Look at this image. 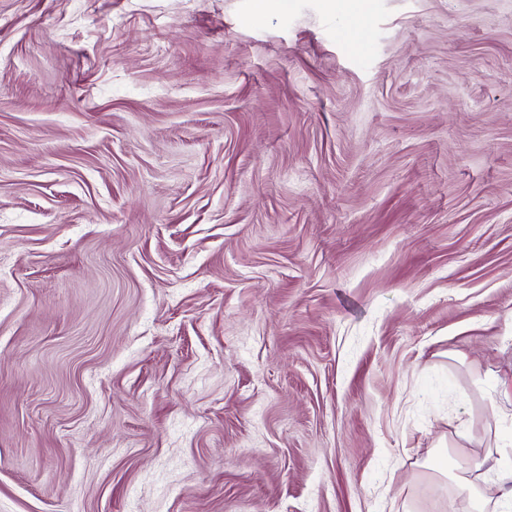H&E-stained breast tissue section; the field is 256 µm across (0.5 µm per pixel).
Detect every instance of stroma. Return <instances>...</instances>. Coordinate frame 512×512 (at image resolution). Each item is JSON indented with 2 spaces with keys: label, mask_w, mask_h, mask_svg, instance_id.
I'll return each instance as SVG.
<instances>
[{
  "label": "stroma",
  "mask_w": 512,
  "mask_h": 512,
  "mask_svg": "<svg viewBox=\"0 0 512 512\" xmlns=\"http://www.w3.org/2000/svg\"><path fill=\"white\" fill-rule=\"evenodd\" d=\"M512 0H0V512H500Z\"/></svg>",
  "instance_id": "1"
}]
</instances>
